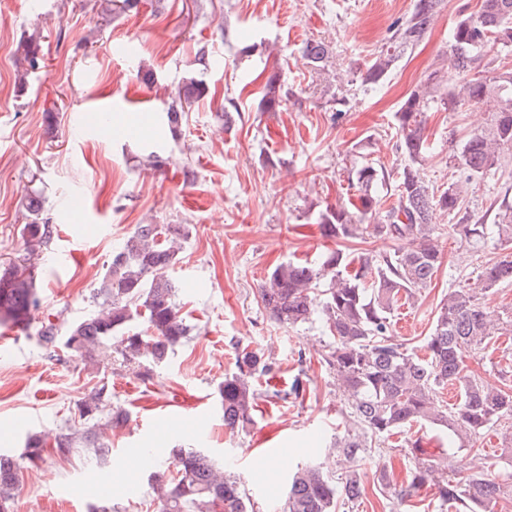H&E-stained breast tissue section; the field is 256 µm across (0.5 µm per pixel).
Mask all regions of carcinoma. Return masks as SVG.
<instances>
[{"mask_svg": "<svg viewBox=\"0 0 512 512\" xmlns=\"http://www.w3.org/2000/svg\"><path fill=\"white\" fill-rule=\"evenodd\" d=\"M444 2L414 0L386 46L367 62L361 74L365 86L376 89L386 82L398 62L431 31ZM477 6L474 13L460 14L450 31L447 71L428 74L395 114L399 148L407 158L398 172L396 204L377 212L378 189L390 185L391 173L366 164L349 178L354 193L318 214L321 235L329 241L379 236L396 242L397 248L379 259L328 248L317 265L288 261L276 266L260 291L265 311L281 324H303L322 315L333 338L325 362L350 408L348 428L336 434L331 447L347 463L362 458L377 439L420 431L425 425L448 432L461 448H474L487 431L498 427L512 441V385L493 388L466 363L470 353L512 335V317L496 314L478 298L512 282V253L483 266L480 287L448 293L435 314L425 356L391 334L392 311L401 300L413 299L429 287L440 267L436 212L455 219L451 229L476 250L490 237L512 248V194L504 193L482 213L464 205L468 186L494 171L503 152L512 150V68H480L487 50L512 48V0H477ZM18 52L29 68L39 67L40 43L34 37L24 38ZM327 54L322 41H308L302 48L303 59L314 70L323 68ZM205 95L203 82L194 78L178 88L179 107L168 112L171 131H177L185 109ZM286 100L288 91L270 77L260 110L276 112ZM436 106L450 112L466 106L490 115V122L474 130L453 155L464 178L439 192L424 175L429 142L422 120V114ZM26 209L29 221L19 230L24 254L0 264V326L22 332L40 307L39 260L54 237L40 196H29ZM187 235L182 224L137 225L112 253L94 294L102 309L69 323L62 333L52 324L41 327V345L74 352L93 366L115 354L138 378H149L151 367L166 362L191 333L176 302V288L165 275L176 260L174 245ZM138 317L151 333L133 327ZM270 370L263 354L246 347L238 352L235 371L225 375L219 387L225 427L234 430L248 420L257 399L253 380ZM445 388L457 390L449 406L438 400ZM107 396L109 391L101 385L78 401L76 408L83 415L74 428L27 435L20 458L0 453V512H9L23 463L41 461L47 451L66 456L80 448L99 463L108 457L105 431L123 425L128 414L117 409L101 415ZM407 444L417 461L407 486L396 493L402 500L431 487L440 505L456 512H499L501 501L512 494V474L505 481L498 479L488 461L479 462L469 474L450 477L446 460L422 457V438L410 437ZM170 458L176 473L167 469L149 476L158 512H253L240 478L216 467L202 451L172 448ZM361 494L355 470L335 481L324 474L322 463L313 462L293 474L283 512H336L338 504L353 503Z\"/></svg>", "mask_w": 512, "mask_h": 512, "instance_id": "1", "label": "carcinoma"}]
</instances>
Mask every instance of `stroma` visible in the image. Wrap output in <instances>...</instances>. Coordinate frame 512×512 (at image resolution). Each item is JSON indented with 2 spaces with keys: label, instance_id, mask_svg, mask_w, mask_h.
<instances>
[{
  "label": "stroma",
  "instance_id": "stroma-1",
  "mask_svg": "<svg viewBox=\"0 0 512 512\" xmlns=\"http://www.w3.org/2000/svg\"><path fill=\"white\" fill-rule=\"evenodd\" d=\"M476 3L446 0L431 33L370 91L359 71L413 0H138L136 9L108 21L104 0H0V261L23 250L19 229L29 193H40L43 215L55 227L30 329L0 327V448L18 455L26 432L72 425L78 401L103 378L112 390L104 411L129 414L109 434L105 466L88 464L80 453L26 466L10 512H87L103 495L115 512H156L151 464L129 451L174 446L204 450L239 475L256 512H283L292 468L325 461L349 408L324 361L332 339L320 317L280 325L263 309L259 288L276 265L318 263L328 245L318 213L345 198L357 167L402 168L395 114L442 67L449 31ZM36 29L42 66L22 86L17 48ZM310 40L329 50L319 73L301 56ZM271 72L287 88L288 102L263 112ZM192 78L204 80L209 92L170 133L166 109L178 85ZM98 111L109 113L110 125L96 123ZM425 119L424 172L442 189L459 175L450 145L481 127L485 115L438 108ZM152 151L159 166L147 164ZM510 185L506 154L495 173L473 185L470 208L487 209ZM77 197L81 211L68 212ZM435 222L441 266L430 288L391 317L393 335L410 348L430 336L448 292L476 287L483 262L503 255L493 239L472 250L447 215ZM139 224L187 227L167 275L192 327L189 339L146 380L117 362L100 371L73 352L43 348L42 325L61 329L96 309L93 290L113 250ZM244 348L264 354L272 371L255 378L251 421L232 433L218 387ZM468 365L485 383L501 385L512 378V342L500 337ZM297 377L304 389L295 397L289 388ZM173 417L182 420L175 430L167 426ZM502 442L499 431L487 432L473 452L431 430L423 448L427 458H447L456 473H468L479 452L506 475L512 458L503 456ZM283 455L289 468L263 467V460ZM414 465L400 436L381 441L354 464L361 498L338 512H449L428 487L414 505L395 499Z\"/></svg>",
  "mask_w": 512,
  "mask_h": 512
}]
</instances>
